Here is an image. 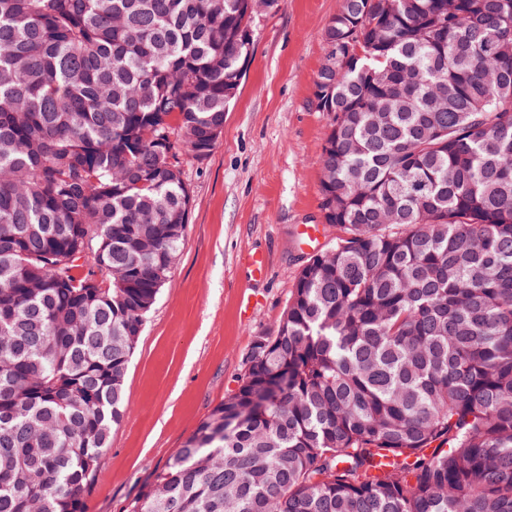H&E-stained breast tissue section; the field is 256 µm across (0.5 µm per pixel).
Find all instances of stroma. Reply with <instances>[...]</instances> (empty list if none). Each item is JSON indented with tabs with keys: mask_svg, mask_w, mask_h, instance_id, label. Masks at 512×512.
Listing matches in <instances>:
<instances>
[{
	"mask_svg": "<svg viewBox=\"0 0 512 512\" xmlns=\"http://www.w3.org/2000/svg\"><path fill=\"white\" fill-rule=\"evenodd\" d=\"M342 0H283L255 17L254 51L210 155L181 157L192 206L179 260L149 313L125 383L128 411L100 460L87 512H125L236 386L253 336L272 330L296 277L336 230L320 208L329 124L314 84ZM316 227V239L305 230ZM263 254L268 273L240 264ZM254 303L240 305L243 294Z\"/></svg>",
	"mask_w": 512,
	"mask_h": 512,
	"instance_id": "stroma-1",
	"label": "stroma"
}]
</instances>
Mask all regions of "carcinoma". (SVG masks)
Here are the masks:
<instances>
[{"label": "carcinoma", "instance_id": "carcinoma-1", "mask_svg": "<svg viewBox=\"0 0 512 512\" xmlns=\"http://www.w3.org/2000/svg\"><path fill=\"white\" fill-rule=\"evenodd\" d=\"M244 0H0V512H85L250 60ZM301 268L126 512H512V0H342Z\"/></svg>", "mask_w": 512, "mask_h": 512}]
</instances>
